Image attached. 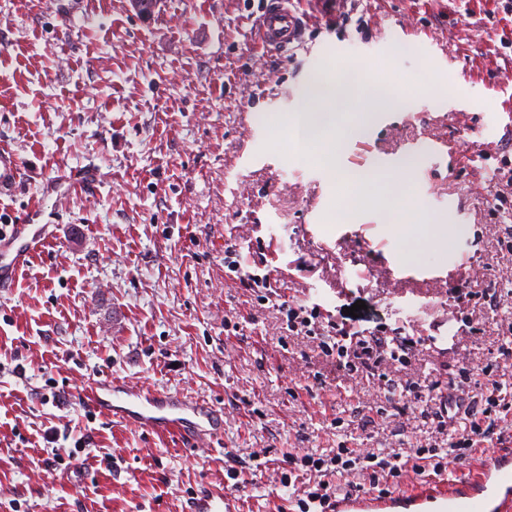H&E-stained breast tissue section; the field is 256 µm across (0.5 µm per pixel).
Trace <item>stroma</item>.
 <instances>
[{
    "instance_id": "1",
    "label": "stroma",
    "mask_w": 512,
    "mask_h": 512,
    "mask_svg": "<svg viewBox=\"0 0 512 512\" xmlns=\"http://www.w3.org/2000/svg\"><path fill=\"white\" fill-rule=\"evenodd\" d=\"M265 3L161 0L145 19L129 0H0V146L21 165L0 225L42 199L50 236L0 288V512H187L234 480L236 512H285L289 456L335 447L345 408L351 447H369L362 420L385 398L312 357L240 288L228 249L284 300L335 320L361 300L357 329L421 334L428 360L412 370L440 385L498 360L494 336L459 327L480 316L461 290L471 277L512 313V256L485 205L512 160L505 0H293L306 30L285 51L259 42ZM380 63L413 97L353 131L333 164L273 138L270 118L301 110L317 68L356 78ZM464 131L478 166L430 169L425 150ZM371 172L390 175L411 219L456 225L452 247L399 239L395 213L367 206L329 223L334 175ZM81 173L92 190L62 187ZM105 381L209 404L224 425L195 443L130 426L87 401ZM376 426L396 448L432 437L396 416ZM51 427L90 444L48 466Z\"/></svg>"
}]
</instances>
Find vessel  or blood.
<instances>
[{
	"label": "vessel or blood",
	"instance_id": "obj_1",
	"mask_svg": "<svg viewBox=\"0 0 512 512\" xmlns=\"http://www.w3.org/2000/svg\"><path fill=\"white\" fill-rule=\"evenodd\" d=\"M287 2L270 0L265 10L259 36L265 47L282 49L302 39L303 19ZM468 156L467 146L455 144L431 149L428 161L452 169ZM19 177L17 157L0 148V195L11 192ZM44 213V201L34 202L24 222L12 225L10 232L0 237V288L12 284L27 259L43 248L47 234L40 219ZM87 398L93 406L128 424L182 439L205 435V426L212 421L211 409L205 404L125 383L94 386ZM229 501L224 491L207 489L195 496L190 512H231ZM336 512H512V442L501 444L483 458L475 474L460 477L448 487L427 486L385 497L355 492L337 498Z\"/></svg>",
	"mask_w": 512,
	"mask_h": 512
}]
</instances>
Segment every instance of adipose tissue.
<instances>
[{"label":"adipose tissue","mask_w":512,"mask_h":512,"mask_svg":"<svg viewBox=\"0 0 512 512\" xmlns=\"http://www.w3.org/2000/svg\"><path fill=\"white\" fill-rule=\"evenodd\" d=\"M382 81L379 72H370L364 80L351 82L342 67L331 65L317 70L310 82L308 97L311 107L290 113L272 126L274 136L290 133L293 145L308 161L321 163L336 153L337 147L347 136L348 128L342 121L343 113L357 114L362 122H371L376 112L385 104L377 95L376 87ZM389 176H372L362 179H343L338 192L342 207L332 212V220H344L351 209L369 204L380 209L398 212L395 232L403 239L423 240L443 246L450 245L454 230L426 234L422 225L412 223L402 216V204L390 190Z\"/></svg>","instance_id":"obj_1"}]
</instances>
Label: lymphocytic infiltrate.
<instances>
[{
	"instance_id": "1",
	"label": "lymphocytic infiltrate",
	"mask_w": 512,
	"mask_h": 512,
	"mask_svg": "<svg viewBox=\"0 0 512 512\" xmlns=\"http://www.w3.org/2000/svg\"><path fill=\"white\" fill-rule=\"evenodd\" d=\"M279 309L286 314L289 334L316 340L320 354L333 364L339 377L352 381L379 376L389 394L420 393L421 383L402 378L398 369L414 357L421 339L403 335L397 327L365 336L349 323L325 320L315 306L284 302ZM430 400L420 417L430 423L436 439L426 446L402 454L385 448L363 452L341 442L331 453L311 452L294 458L302 479L292 494L298 512H334L337 480L350 473H368L369 486L374 489L381 482L397 481L407 465L438 473L449 456L488 441L502 443L508 435L503 416L512 412V382L496 381L472 392L452 382Z\"/></svg>"
}]
</instances>
